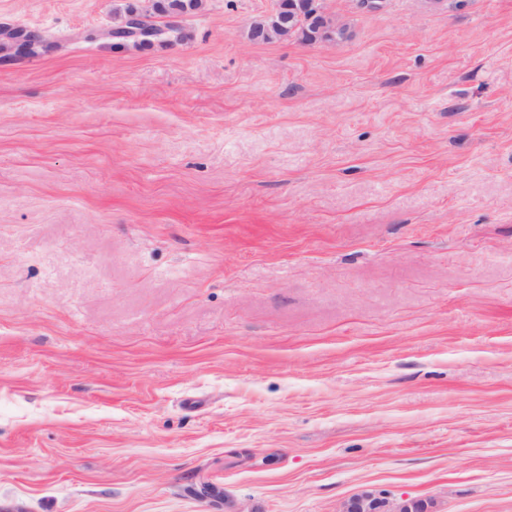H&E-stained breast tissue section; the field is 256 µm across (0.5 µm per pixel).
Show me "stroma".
<instances>
[{"instance_id": "35a3bbf8", "label": "stroma", "mask_w": 512, "mask_h": 512, "mask_svg": "<svg viewBox=\"0 0 512 512\" xmlns=\"http://www.w3.org/2000/svg\"><path fill=\"white\" fill-rule=\"evenodd\" d=\"M0 0V512H512V0ZM282 2H283L281 5L282 9H283L282 12L278 5L277 8H275L274 11L269 13L264 20L260 21L261 29L257 35L252 36L254 39L267 40L266 38L271 33V30L284 28L283 22H287V21L283 15L288 16V23L292 21V17L290 15H288V10L300 13V9L303 8L302 5H301L300 9L296 5L288 7L289 0L282 1ZM282 13H283V15H282ZM288 23H287V27H288ZM305 10L314 9V12L311 14L312 20H310L309 12H304V20L300 21L295 18L292 22L293 26H296V30L289 36L298 35L300 36L297 39H301L304 42H314V35L317 32V28L321 25L318 18H314L316 16H320L322 18L328 19V16L325 13V10L322 5V0H313L308 4L304 5ZM138 17L136 14H128L126 17L122 18L119 23L112 26V28L102 31L106 37L112 38V35H116L117 33L130 31L135 25ZM164 34V31L159 26L145 21L141 26V32L136 36L130 37H115L112 38L114 45H122L124 42L137 39L140 40L142 44L151 43L154 39H159ZM427 511L421 499L390 501L387 497L363 490L345 500L336 512H419Z\"/></svg>"}]
</instances>
